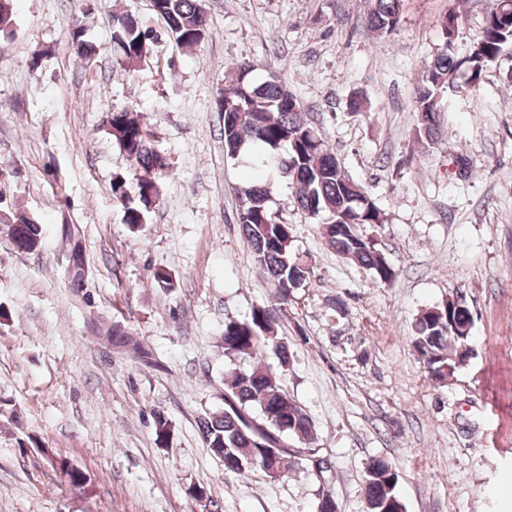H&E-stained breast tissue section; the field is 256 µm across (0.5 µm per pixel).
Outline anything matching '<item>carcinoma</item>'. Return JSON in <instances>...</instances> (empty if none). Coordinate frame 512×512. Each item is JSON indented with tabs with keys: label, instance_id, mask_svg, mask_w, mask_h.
I'll return each mask as SVG.
<instances>
[{
	"label": "carcinoma",
	"instance_id": "obj_1",
	"mask_svg": "<svg viewBox=\"0 0 512 512\" xmlns=\"http://www.w3.org/2000/svg\"><path fill=\"white\" fill-rule=\"evenodd\" d=\"M152 7L164 22L165 34L178 47H196L209 34L201 0H152ZM400 18L401 0H373L366 26L390 35ZM462 22V13L453 8L443 16V47L412 92L414 137L431 145L445 139L436 111L438 95L476 90L493 72L512 83V67L501 69L502 62L512 58V0H495L479 37L464 53L456 49ZM151 41L150 31L136 16L129 12L112 15L114 66L129 71L139 65L149 54ZM72 43L87 62L97 55V48L84 40L79 23L73 29ZM251 72L252 66L246 62L227 68L217 108L223 112L221 136L226 156L248 158L264 177L236 187L239 223L255 263L275 288L279 306L257 305L248 318L225 321L221 346L231 360L271 351L286 367L290 360L288 341L279 335L278 323L292 300V289L309 277L310 265L294 249L290 225L270 207L271 178L289 180L297 208L312 218H323L321 230L329 246L369 270L374 283L391 285L398 272L378 248L375 237L363 231L366 226L386 223L384 210L345 174L320 130L303 119L297 98L281 80L271 75L256 81ZM108 130L137 180V198L126 196L122 176L115 177L113 193L122 201L123 223L138 232L148 222L150 199L159 198L167 162L148 138L142 112L130 107L112 111ZM8 238L15 249L32 252L39 245L41 227L16 215L9 220ZM472 325L471 310L450 299L426 307L416 316L412 346L436 385H446L448 377L468 362L459 351H471ZM153 422L155 443L168 445L172 435L168 417L157 410ZM198 429L211 455L224 463L225 471L234 474L255 467L269 476L282 475L290 468L291 447H307L314 442V427L307 412L288 397L277 377L259 364L230 372L224 380V409L200 417ZM44 455L72 487L87 488L86 474L70 459L47 449ZM397 483L398 475L388 460H371L365 470L366 512H401L404 505L396 491Z\"/></svg>",
	"mask_w": 512,
	"mask_h": 512
}]
</instances>
